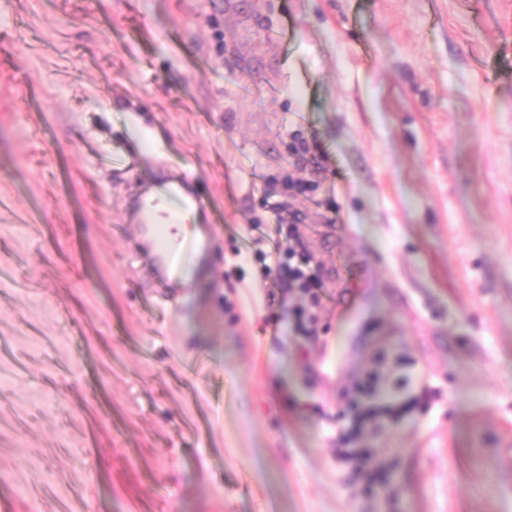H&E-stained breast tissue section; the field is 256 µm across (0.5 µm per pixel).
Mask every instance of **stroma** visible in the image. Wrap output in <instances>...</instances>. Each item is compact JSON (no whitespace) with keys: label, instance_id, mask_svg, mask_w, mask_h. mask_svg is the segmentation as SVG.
I'll use <instances>...</instances> for the list:
<instances>
[{"label":"stroma","instance_id":"obj_1","mask_svg":"<svg viewBox=\"0 0 512 512\" xmlns=\"http://www.w3.org/2000/svg\"><path fill=\"white\" fill-rule=\"evenodd\" d=\"M175 174L212 247L167 288L138 201ZM268 192L303 333L242 258ZM372 378L407 409L367 498ZM509 444L512 0H0V512H512ZM266 205L272 214L274 224V239L270 234L267 237L272 242L268 251L256 253L258 261L262 264L264 279L279 282L284 275L288 277V288H298L302 293L309 294L316 288H322L323 282L319 271L310 268V257L304 251H297L294 247L287 246L282 249L278 236L284 235L286 242L294 236L295 224L299 223V216L288 208V201L269 202Z\"/></svg>","mask_w":512,"mask_h":512}]
</instances>
